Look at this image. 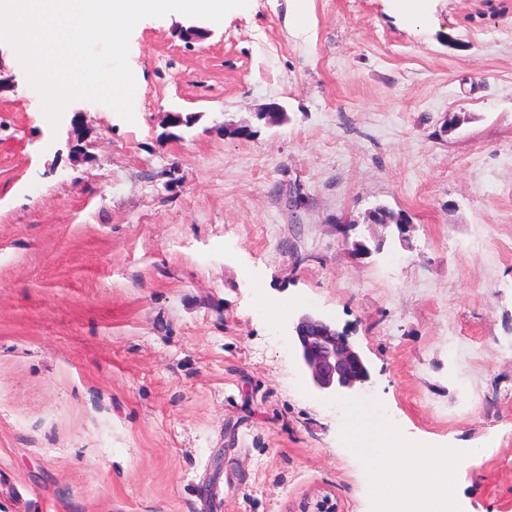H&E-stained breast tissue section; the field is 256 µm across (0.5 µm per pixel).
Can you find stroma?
<instances>
[{
  "instance_id": "35a3bbf8",
  "label": "stroma",
  "mask_w": 512,
  "mask_h": 512,
  "mask_svg": "<svg viewBox=\"0 0 512 512\" xmlns=\"http://www.w3.org/2000/svg\"><path fill=\"white\" fill-rule=\"evenodd\" d=\"M191 23L133 30L131 123L76 100L51 127L0 42V512H373L262 294L347 335L359 407L478 449L470 512H512V0ZM396 13L413 24H419L425 18L430 0H391Z\"/></svg>"
}]
</instances>
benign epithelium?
<instances>
[{
  "label": "benign epithelium",
  "mask_w": 512,
  "mask_h": 512,
  "mask_svg": "<svg viewBox=\"0 0 512 512\" xmlns=\"http://www.w3.org/2000/svg\"><path fill=\"white\" fill-rule=\"evenodd\" d=\"M293 331L300 367L318 396L340 399L353 395L368 380L363 357L330 320L315 311H303Z\"/></svg>",
  "instance_id": "benign-epithelium-1"
}]
</instances>
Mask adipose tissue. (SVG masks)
Here are the masks:
<instances>
[{
	"mask_svg": "<svg viewBox=\"0 0 512 512\" xmlns=\"http://www.w3.org/2000/svg\"><path fill=\"white\" fill-rule=\"evenodd\" d=\"M343 435L350 447L371 462L368 494L376 512H470L453 486L475 452L420 449L401 439L390 422L377 413L349 415Z\"/></svg>",
	"mask_w": 512,
	"mask_h": 512,
	"instance_id": "1",
	"label": "adipose tissue"
}]
</instances>
